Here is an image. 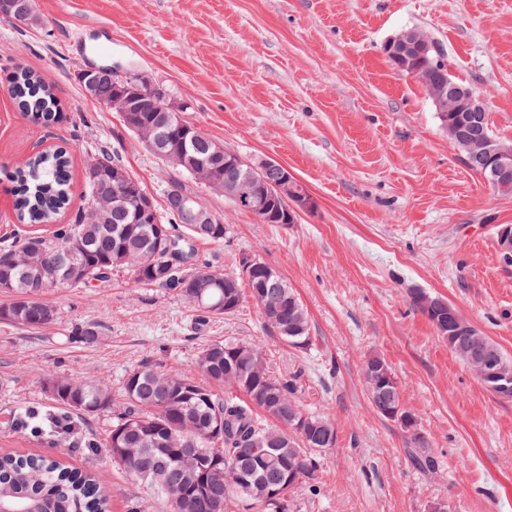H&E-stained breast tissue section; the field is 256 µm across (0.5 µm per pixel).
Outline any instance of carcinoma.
Instances as JSON below:
<instances>
[{"instance_id": "1", "label": "carcinoma", "mask_w": 512, "mask_h": 512, "mask_svg": "<svg viewBox=\"0 0 512 512\" xmlns=\"http://www.w3.org/2000/svg\"><path fill=\"white\" fill-rule=\"evenodd\" d=\"M5 16L20 26L41 23L36 0H11ZM440 44L417 29H406L389 39L383 51L392 66L418 82L431 99L441 125L456 129L471 147L464 164L490 180L494 162L481 146L497 139L488 113L465 112L455 100L462 87L448 66L437 62ZM124 83L107 64L93 77L92 98L112 108V100ZM9 93L21 112L38 121L57 123L63 119L53 86L38 72L19 67L11 78ZM140 132L158 140L154 155L175 154L182 149L184 134L195 136L189 153L198 169L174 168L164 194L165 207L154 208L155 220L136 223L134 210L115 208L110 199L112 172L126 167L106 148L89 157L83 171L88 213L77 223L58 228L46 236L41 230L4 243L0 249V284L9 283L10 300L0 309L17 305L1 323L38 330L58 322L56 306L44 295L54 288H84L91 281L105 282L114 272L138 263L140 255L153 251V264L165 275L155 278L150 271L135 274L143 285H161L175 291L193 309L210 317L232 315L245 299L260 307L267 325L288 345L305 349L310 345L307 311L296 292L279 274H257L241 288V267L255 256L241 253L234 258L235 271L210 266L185 268L177 263V251H185L186 240H224L228 225L218 232L199 230L198 208L182 202L189 192L186 181L207 187L216 180L233 190L229 201L249 212L262 224L281 223L293 192L302 190L288 181L286 168L274 162L262 171L267 187L276 199L260 209L254 199L257 189L246 177V167L224 160V146L195 129L183 115L160 112L154 98L145 91L137 96ZM13 183L14 211L29 225L52 223L65 214L71 203L72 156L61 146L42 152L24 166L8 173ZM82 244L76 263L78 276L60 270L58 281L38 279L36 263L58 255L69 263L68 248ZM411 305L427 317L448 349L466 362L484 361L493 367L507 358L480 329L467 334L458 330L461 314L442 297L419 289L410 291ZM72 336L86 346L102 340L99 326L86 323L75 327ZM195 366L201 375L170 373L142 365L127 371L121 390L113 394L97 377L55 376L49 379L50 394L63 407L86 414L112 413L105 447L112 451L121 436L124 455L115 464L144 483L169 505L170 512H230L232 500L259 507L263 512H288V499L271 492L286 485L296 488L312 479L316 469L313 455L336 446L337 431L327 415L304 411L295 397L294 384L272 371L264 346L258 342L224 340L202 345ZM364 378L369 401L382 418L399 424L407 444L413 448L418 467L429 473L439 471L434 449L420 432H410L415 414L401 403L398 381L386 361L371 356L365 361ZM216 386L227 391L220 397ZM305 417L304 431L291 437L292 417ZM224 433L211 436L216 422ZM0 504L16 512H111L110 499L99 486L93 471L62 465L46 467L37 454H0Z\"/></svg>"}]
</instances>
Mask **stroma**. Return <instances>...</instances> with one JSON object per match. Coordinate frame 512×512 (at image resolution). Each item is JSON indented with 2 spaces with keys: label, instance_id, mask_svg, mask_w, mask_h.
Wrapping results in <instances>:
<instances>
[{
  "label": "stroma",
  "instance_id": "1",
  "mask_svg": "<svg viewBox=\"0 0 512 512\" xmlns=\"http://www.w3.org/2000/svg\"><path fill=\"white\" fill-rule=\"evenodd\" d=\"M37 9L33 28L0 16V239L20 228L5 173L38 147L67 146L77 173L109 147L163 203L169 168L76 81L99 62L89 46L111 45L114 62L166 84L225 150L279 162L314 199L295 223L262 224L195 190L229 226L223 241L197 242L200 260L227 269L247 252L278 270L308 310L311 345L282 342L254 302L204 320L129 272L54 290L57 325L0 323V450L97 472L112 512H165L105 452L111 414L74 412L73 432L35 436L24 413L40 423L65 413L52 375L100 377L116 390L133 367L191 373L201 344L259 341L302 409L330 415L337 430L312 486L290 492L289 512H426L441 498L454 512H512V400L488 391L409 298L413 288L445 298L512 358V263L497 244L512 195L463 164L424 89L383 52L402 30L428 34L512 143V0H37ZM20 64L53 85L63 121L46 126L16 108L8 82ZM87 322L103 341H68ZM374 355L394 373L438 473L420 470L399 425L373 411L363 366Z\"/></svg>",
  "mask_w": 512,
  "mask_h": 512
}]
</instances>
